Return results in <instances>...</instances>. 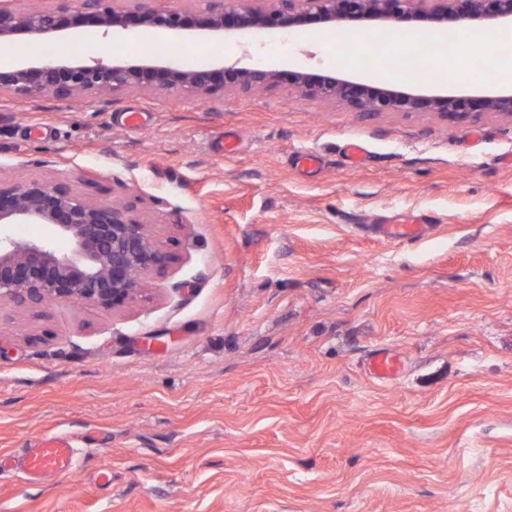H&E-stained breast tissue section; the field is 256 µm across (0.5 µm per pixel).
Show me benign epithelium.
<instances>
[{
  "label": "benign epithelium",
  "mask_w": 512,
  "mask_h": 512,
  "mask_svg": "<svg viewBox=\"0 0 512 512\" xmlns=\"http://www.w3.org/2000/svg\"><path fill=\"white\" fill-rule=\"evenodd\" d=\"M53 0V6L13 11L0 5V47L17 40H75L101 31L117 38L163 30L175 38H224L255 32L346 29L374 21L404 27L426 21L440 32L450 26L512 25V0H272L269 8L253 0H207L203 10L160 9L153 0ZM286 89L302 99H339L365 116L386 112H426L463 120L491 112L512 118V92L499 95H428L380 84L358 83L333 74L264 70L224 65L183 68L152 57L90 64L79 57L37 58L0 65V93L66 101L84 94L126 90L183 92L212 99L224 92ZM12 224H42L49 236L18 243L0 235V306L81 303L120 309L149 295V277L176 261L150 224L137 219L133 205L92 199L65 181H0V230ZM70 242L58 251L54 239Z\"/></svg>",
  "instance_id": "obj_1"
}]
</instances>
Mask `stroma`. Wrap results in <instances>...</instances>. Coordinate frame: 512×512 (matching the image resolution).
Here are the masks:
<instances>
[{
	"label": "stroma",
	"instance_id": "obj_1",
	"mask_svg": "<svg viewBox=\"0 0 512 512\" xmlns=\"http://www.w3.org/2000/svg\"><path fill=\"white\" fill-rule=\"evenodd\" d=\"M74 46L107 63L172 43ZM200 47L308 71L334 51L301 31ZM477 70L416 86L512 90ZM78 175L179 260L120 310L0 309V512H512V121L364 118L285 90L0 95V180ZM413 216L416 240L369 230ZM379 351L393 378L369 374ZM53 434L72 468L26 481ZM368 370L375 377L388 378L394 376L399 371V363L390 354L379 352L371 356Z\"/></svg>",
	"mask_w": 512,
	"mask_h": 512
}]
</instances>
